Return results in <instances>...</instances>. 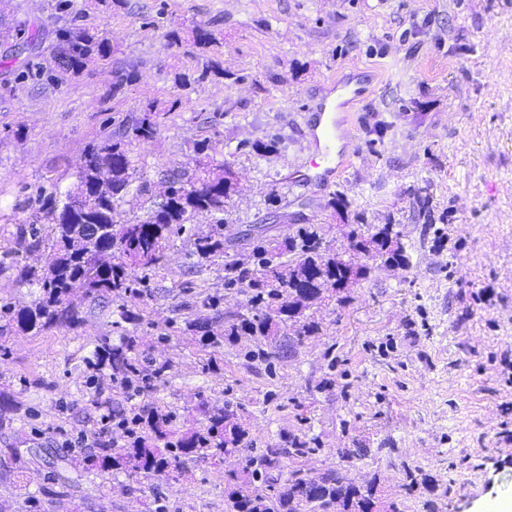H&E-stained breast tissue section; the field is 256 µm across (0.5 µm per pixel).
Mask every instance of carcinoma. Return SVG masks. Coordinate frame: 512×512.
<instances>
[{"label":"carcinoma","instance_id":"1","mask_svg":"<svg viewBox=\"0 0 512 512\" xmlns=\"http://www.w3.org/2000/svg\"><path fill=\"white\" fill-rule=\"evenodd\" d=\"M23 38L34 44L41 42L40 25L28 20L10 25L0 19L1 45ZM47 51L51 62H62L63 73L56 77L51 74V67L41 66L34 72L27 65L19 76H39L48 70L50 80L60 81L108 56L111 48L99 30L72 19L55 31ZM166 115L167 111L151 104L143 117L123 126L118 138L89 149L76 187L65 193L61 207L50 211L51 222L46 225L35 220L19 226L20 236L30 237L29 249L46 245L52 249L53 260L43 272H34L26 279L29 285L39 288V298L32 305L19 308L3 303L0 317L21 330L39 333L53 325L77 324L79 298L104 294L149 296V272L160 265L172 236L184 232L198 216H209L224 224L220 214L230 206L235 193L228 162L218 173L205 163L198 164L191 175L172 171L165 180L162 202L149 216L143 221L120 223V207L129 195L132 170L124 140L152 137ZM417 219L423 221V234L432 231L435 238H444L443 230L435 227L434 209L427 195L417 198ZM118 223L122 224L119 233H109L90 246L75 247L80 225L111 227ZM246 241L250 242L253 267L236 259L224 262V288H245L249 294V313L224 317V335L230 338L249 335L273 340L284 334L290 322L299 325L297 335L309 336L319 331V323L309 310L324 293H339L348 283L367 279L371 262L405 269L411 265L400 232L390 221L347 225V248L361 249L367 259L365 264H357L339 252L330 253L313 224H304L279 239H266L259 232L249 235ZM194 246L202 259L218 253L225 255L229 249L224 240L210 236L197 238ZM284 256L288 260H282ZM133 350L134 337L125 336L117 346L95 347L89 363L110 372L114 380H127L138 373L136 359L131 356ZM144 422L152 433L151 439L139 437L124 452L102 457L100 468L163 473L182 455L215 458L245 450L242 474L229 477L233 481L227 493L229 512H377L372 491L361 492L334 471L317 477L295 472L286 483L279 484V477L271 474L278 467L279 455L308 453V442L293 435L284 447L268 448L262 453L248 447L242 449L247 431L235 421L228 404L209 413L206 429L185 432L174 442L170 440L174 436L169 429L170 414L152 409Z\"/></svg>","mask_w":512,"mask_h":512}]
</instances>
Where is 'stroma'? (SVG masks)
I'll return each mask as SVG.
<instances>
[{
	"instance_id": "1",
	"label": "stroma",
	"mask_w": 512,
	"mask_h": 512,
	"mask_svg": "<svg viewBox=\"0 0 512 512\" xmlns=\"http://www.w3.org/2000/svg\"><path fill=\"white\" fill-rule=\"evenodd\" d=\"M56 2L0 0V16L46 33L82 16L112 52L58 84L20 78L40 48L0 45V247L17 254L0 263V303L38 297L24 274L52 251L16 236L43 205L38 189L73 187L85 151L151 103L168 115L152 138L127 141L131 161L153 183L175 166L231 162L225 238L318 224L336 252L339 224L359 216L396 224L412 264L375 268L320 306L318 334L281 347L228 340L224 318L247 312L248 295L225 289L223 257L196 255L195 239L218 229L200 217L172 237L150 297L83 300L73 327L8 328L0 448L19 459L0 477V512H227L242 454L187 456L149 476L92 462L131 447L121 420L159 409L182 433L227 401L256 451L311 439L312 452L281 459V476L334 470L397 512H512V0H67L62 12ZM120 63L134 77L118 88ZM212 63L221 75L202 76ZM178 73L197 81L178 86ZM352 80L364 93L345 109L349 163L329 187L304 189L289 175L310 153L306 115ZM337 194L347 208H328ZM423 194L445 216L442 240L422 237ZM123 308L136 319L120 320ZM126 336L145 378L137 393L89 364L96 344ZM260 349L269 360L247 359Z\"/></svg>"
}]
</instances>
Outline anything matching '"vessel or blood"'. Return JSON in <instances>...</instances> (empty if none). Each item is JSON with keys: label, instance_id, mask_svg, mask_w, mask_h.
<instances>
[{"label": "vessel or blood", "instance_id": "b4317fda", "mask_svg": "<svg viewBox=\"0 0 512 512\" xmlns=\"http://www.w3.org/2000/svg\"><path fill=\"white\" fill-rule=\"evenodd\" d=\"M336 109L335 102L321 98L306 123L313 159L298 178L301 185H328L347 158L339 147L345 130L343 119L336 116Z\"/></svg>", "mask_w": 512, "mask_h": 512}]
</instances>
